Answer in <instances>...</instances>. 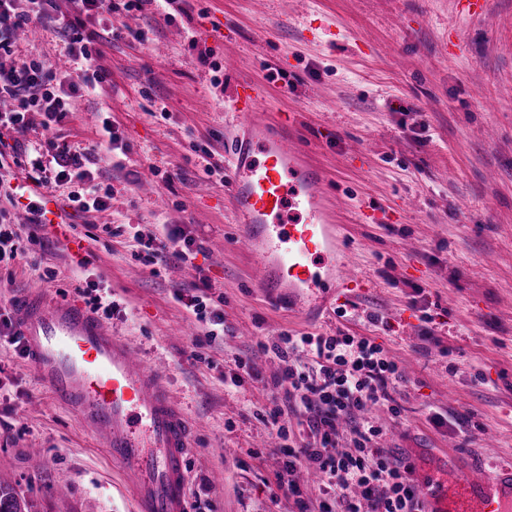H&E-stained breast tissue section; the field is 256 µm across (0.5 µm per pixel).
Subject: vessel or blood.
Wrapping results in <instances>:
<instances>
[{
	"instance_id": "vessel-or-blood-1",
	"label": "vessel or blood",
	"mask_w": 512,
	"mask_h": 512,
	"mask_svg": "<svg viewBox=\"0 0 512 512\" xmlns=\"http://www.w3.org/2000/svg\"><path fill=\"white\" fill-rule=\"evenodd\" d=\"M263 96L245 81L232 100L242 132L225 167L228 203L263 269L260 290L275 297L288 288L324 306L348 285L325 271L346 231L321 190L325 171L296 135L281 122L252 120ZM289 208L298 220L279 223ZM15 321L41 382L129 476L138 512H188L190 426L163 383L164 364L146 365L85 302L39 288L22 292ZM413 479L425 512H512V467L473 475L447 457L415 468Z\"/></svg>"
}]
</instances>
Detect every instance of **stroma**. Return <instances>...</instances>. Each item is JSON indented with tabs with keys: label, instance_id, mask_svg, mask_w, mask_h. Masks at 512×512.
<instances>
[{
	"label": "stroma",
	"instance_id": "obj_1",
	"mask_svg": "<svg viewBox=\"0 0 512 512\" xmlns=\"http://www.w3.org/2000/svg\"><path fill=\"white\" fill-rule=\"evenodd\" d=\"M183 13L126 17L143 41L100 43L104 80L69 100L48 137L97 148L112 189L107 210L74 214L85 239L71 257L57 231L0 264V313L39 287L73 297L84 282L112 300L106 322L147 360L166 362L191 425L188 500L199 512H298L270 499L282 441L257 415L273 406L280 362L260 342L283 331L371 336L394 356L400 380L389 404L371 407L381 448L420 463L454 455L463 470L512 464V0H488L476 20L455 0H185ZM214 49L222 82L197 61ZM17 57L75 71L48 28L17 40ZM286 73V81L275 73ZM264 84L257 115L292 119L327 173L347 230L343 273L368 295L340 299L312 320L265 298L253 258L236 237L221 174H206L192 144L214 163L229 149L230 103L243 80ZM109 116L126 147H98ZM182 179L166 181V173ZM376 210L378 221L361 214ZM114 234L104 232V225ZM182 227L204 247L194 263L146 265L130 233ZM208 275L224 299L226 332L208 339L174 292ZM378 315L381 325L369 322ZM254 378L225 387L236 359ZM447 416L435 428L430 412ZM0 487L27 512H135L134 495L103 448L57 404L32 365L0 338Z\"/></svg>",
	"mask_w": 512,
	"mask_h": 512
}]
</instances>
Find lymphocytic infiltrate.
<instances>
[{
    "instance_id": "obj_1",
    "label": "lymphocytic infiltrate",
    "mask_w": 512,
    "mask_h": 512,
    "mask_svg": "<svg viewBox=\"0 0 512 512\" xmlns=\"http://www.w3.org/2000/svg\"><path fill=\"white\" fill-rule=\"evenodd\" d=\"M176 0H0V99L12 107L0 111V145L24 134L33 125L44 129L62 124L69 116L68 98L77 86H95L103 79L101 69L84 72L81 82L56 71L46 60L13 61L16 31L49 22L55 25L75 58L96 54L97 33L86 31V17L108 13L120 18L144 11L156 3L169 8ZM59 183L79 182L69 199L79 210H105L111 187L95 183L93 161L88 153L65 142H50ZM25 209L28 221L14 224L0 209V262L15 260L21 241L43 245L36 230L47 221L41 195L29 194ZM144 261L149 265L172 260L195 259L203 247L179 227L164 226L161 234L134 233ZM176 300L197 321L208 324L210 336L224 331V310L211 304L207 294L180 289ZM264 352L277 358L282 370L272 383L273 394L293 402V421L282 417L280 408L262 415L263 421L283 440L281 471L276 486L285 496L301 491L293 474L302 467L320 477L321 498L314 512H423L412 484L414 466L378 448L380 426L368 419L372 405L387 402L392 412L400 406L393 397L399 378L398 365L382 344L368 336L344 331L324 336L315 333L282 332ZM348 425L353 446H339V428Z\"/></svg>"
}]
</instances>
